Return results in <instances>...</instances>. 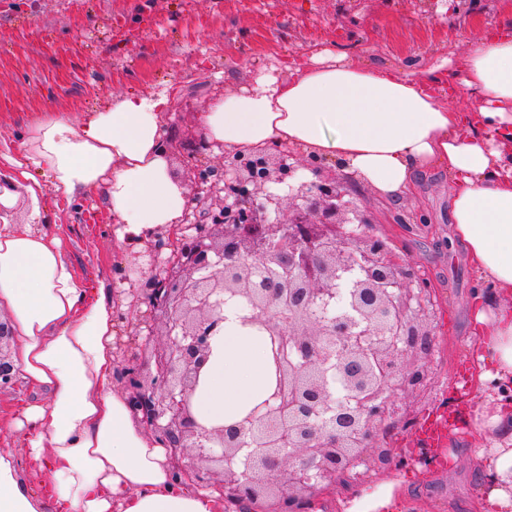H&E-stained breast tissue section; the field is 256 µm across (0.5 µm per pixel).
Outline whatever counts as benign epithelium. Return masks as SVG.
I'll return each mask as SVG.
<instances>
[{
  "instance_id": "benign-epithelium-1",
  "label": "benign epithelium",
  "mask_w": 512,
  "mask_h": 512,
  "mask_svg": "<svg viewBox=\"0 0 512 512\" xmlns=\"http://www.w3.org/2000/svg\"><path fill=\"white\" fill-rule=\"evenodd\" d=\"M180 183L182 224L156 232L148 274L129 289L163 338L114 342L118 382L168 443L175 480L206 482L226 506L306 512L353 465L387 469L383 421L424 385L433 335L411 264L379 248L342 179L290 154L189 164ZM228 306L268 334L277 382L240 423L206 429L191 400ZM9 346L0 322V391L15 379Z\"/></svg>"
}]
</instances>
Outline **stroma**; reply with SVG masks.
<instances>
[{"instance_id": "1", "label": "stroma", "mask_w": 512, "mask_h": 512, "mask_svg": "<svg viewBox=\"0 0 512 512\" xmlns=\"http://www.w3.org/2000/svg\"><path fill=\"white\" fill-rule=\"evenodd\" d=\"M467 19L452 0H23L0 5V152L15 148L37 112L81 114L129 90L164 93L166 137L184 145L171 152L175 170L202 136L199 116L216 97L248 87L258 65L290 76L296 64L329 49L350 60L421 70L443 58L436 93L457 109L470 101L455 77L468 42L486 30L512 26L500 0H472ZM350 198L368 211L373 230L413 264L440 318L432 338L426 388L395 399L397 425L386 447L408 458L419 424L455 396L473 357L469 303L481 280L464 250L449 239V182L422 174L416 194L399 205L348 179ZM112 215L103 200L67 203L47 196L38 229L57 234L86 287L136 279L148 259L124 261L113 247ZM468 430L456 421L438 467L420 473L408 464L406 501L418 512H472L478 492L469 462Z\"/></svg>"}]
</instances>
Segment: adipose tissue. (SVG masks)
I'll return each mask as SVG.
<instances>
[{
  "label": "adipose tissue",
  "instance_id": "ef3b65f1",
  "mask_svg": "<svg viewBox=\"0 0 512 512\" xmlns=\"http://www.w3.org/2000/svg\"><path fill=\"white\" fill-rule=\"evenodd\" d=\"M471 111L443 103L415 71L324 50L288 79L261 69L251 87L200 116L207 139L241 154L279 144L339 164L380 198L414 194L421 174L451 182L452 239L488 285L473 301L468 342L480 384L512 383V34L466 48ZM166 95L131 92L74 117L44 112L15 152L0 154V320L30 397L0 410L15 436L0 448V512H219V493L176 484L167 443L148 433L116 383L112 291H88L62 240L14 221L41 215L46 190L101 196L125 258L178 221L188 204L160 132ZM276 386L268 336L234 309L214 337L192 396L210 429L242 421ZM476 512H512V400L487 393L471 419ZM401 479L386 477L344 512H394Z\"/></svg>",
  "mask_w": 512,
  "mask_h": 512
}]
</instances>
